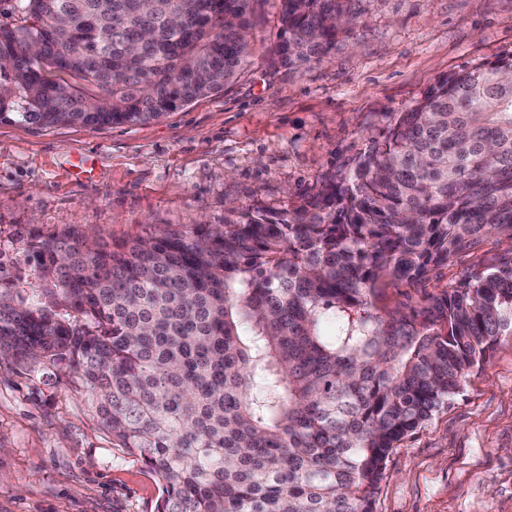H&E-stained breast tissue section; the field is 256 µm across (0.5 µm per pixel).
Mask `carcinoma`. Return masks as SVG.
<instances>
[{
    "instance_id": "cac0c4a2",
    "label": "carcinoma",
    "mask_w": 512,
    "mask_h": 512,
    "mask_svg": "<svg viewBox=\"0 0 512 512\" xmlns=\"http://www.w3.org/2000/svg\"><path fill=\"white\" fill-rule=\"evenodd\" d=\"M253 0H13L0 122L146 123L250 55ZM365 0H281L273 55L321 62ZM498 235L512 244V56L437 82L322 198L104 242L36 237L61 301L0 295V352L66 362L162 481L156 512H374L392 451L512 334V259L420 308L378 305Z\"/></svg>"
}]
</instances>
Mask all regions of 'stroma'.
<instances>
[{
    "label": "stroma",
    "mask_w": 512,
    "mask_h": 512,
    "mask_svg": "<svg viewBox=\"0 0 512 512\" xmlns=\"http://www.w3.org/2000/svg\"><path fill=\"white\" fill-rule=\"evenodd\" d=\"M366 9V27L331 57L287 65L269 59L280 0H254L237 77L146 124L0 123V294L47 300L48 281L26 261L35 235L89 227L110 243L302 204L439 80L512 55V0ZM511 253L488 236L426 280L389 284L385 302L419 305ZM161 495L65 364L0 355V512H155ZM374 512H512V335L393 450Z\"/></svg>",
    "instance_id": "35a3bbf8"
}]
</instances>
